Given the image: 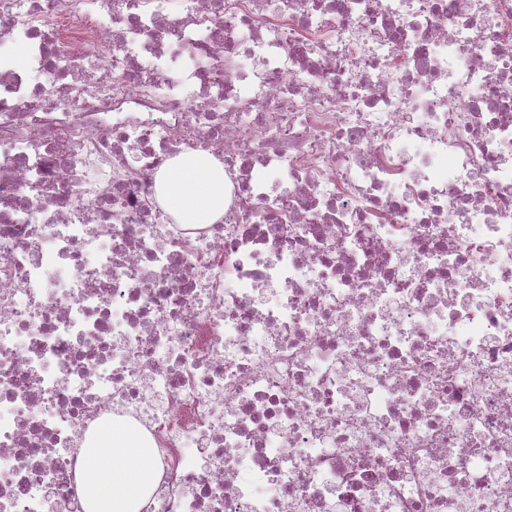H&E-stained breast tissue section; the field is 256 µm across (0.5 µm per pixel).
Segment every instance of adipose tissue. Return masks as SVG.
<instances>
[{"label": "adipose tissue", "mask_w": 512, "mask_h": 512, "mask_svg": "<svg viewBox=\"0 0 512 512\" xmlns=\"http://www.w3.org/2000/svg\"><path fill=\"white\" fill-rule=\"evenodd\" d=\"M166 207L183 224H210L224 213V167L202 153L176 158L162 177ZM155 461L137 432L112 428L88 449L79 475L85 512H140L153 491Z\"/></svg>", "instance_id": "1"}]
</instances>
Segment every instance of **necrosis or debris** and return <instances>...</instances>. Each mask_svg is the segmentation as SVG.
Listing matches in <instances>:
<instances>
[{
    "instance_id": "obj_1",
    "label": "necrosis or debris",
    "mask_w": 512,
    "mask_h": 512,
    "mask_svg": "<svg viewBox=\"0 0 512 512\" xmlns=\"http://www.w3.org/2000/svg\"><path fill=\"white\" fill-rule=\"evenodd\" d=\"M0 512H512V0H0ZM224 166L182 224L156 180ZM166 207L183 224H210L224 214V166L202 153L176 158L161 177ZM155 461L137 432L106 430V445L89 448L79 475L85 512H139L153 491Z\"/></svg>"
}]
</instances>
